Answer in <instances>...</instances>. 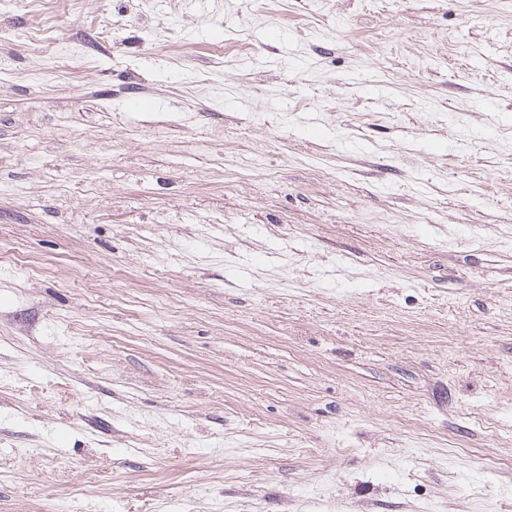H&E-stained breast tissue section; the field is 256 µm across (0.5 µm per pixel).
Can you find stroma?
I'll list each match as a JSON object with an SVG mask.
<instances>
[{
    "mask_svg": "<svg viewBox=\"0 0 512 512\" xmlns=\"http://www.w3.org/2000/svg\"><path fill=\"white\" fill-rule=\"evenodd\" d=\"M0 512H512V0H0Z\"/></svg>",
    "mask_w": 512,
    "mask_h": 512,
    "instance_id": "35a3bbf8",
    "label": "stroma"
}]
</instances>
